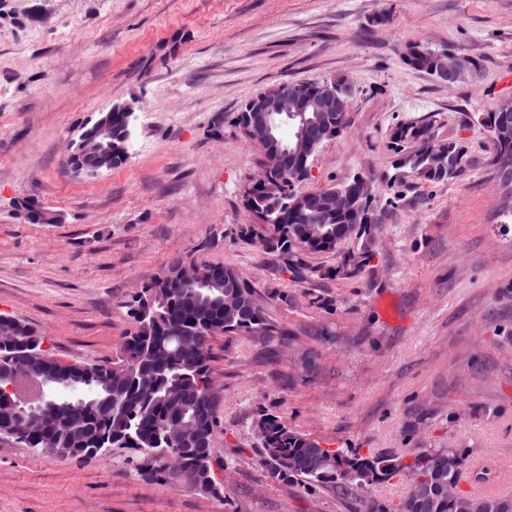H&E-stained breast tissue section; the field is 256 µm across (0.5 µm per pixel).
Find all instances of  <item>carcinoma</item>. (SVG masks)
Masks as SVG:
<instances>
[{"label": "carcinoma", "instance_id": "1", "mask_svg": "<svg viewBox=\"0 0 512 512\" xmlns=\"http://www.w3.org/2000/svg\"><path fill=\"white\" fill-rule=\"evenodd\" d=\"M408 64L427 74L438 63L437 50L411 44ZM499 108L479 116V123L490 134L494 145L491 163L512 168V120L499 123ZM308 122L299 126L291 121L278 124L276 139L293 146L299 138H313L329 123L347 126L339 115L306 113ZM109 136L103 138L93 124L82 129L87 141L112 147V167L128 160L121 147L128 145L126 116L114 112L109 117ZM398 160L393 167L403 178L419 184H443L459 176L448 175L433 166L439 152L463 161L466 146L462 139L436 140L430 127L418 122H400L390 128ZM300 158L293 154L277 156L278 169L270 186L249 198L245 205L255 222L252 236L267 241L283 272L303 275L304 255L309 251L338 252L350 242L356 249L347 252L337 270L350 276L370 262L371 225L359 223V209L369 208L355 198L348 180L314 192L315 208L297 210L291 206L294 189L280 176L293 169ZM349 196L350 206L329 210L321 200L331 191ZM32 224L54 223V213L35 200L22 204ZM204 280L185 285L174 278V268L147 285L140 297L127 305L135 329L125 336L115 360L67 363L43 349L44 336L28 322L0 315V329L9 330L15 343L0 348V379L10 376L17 364L29 368L27 382L46 383L37 392L33 407L17 402V395L0 394V437L21 431L20 443L27 448L74 456L75 444L86 456H105L114 448H131L137 473L145 465L158 464L167 452L176 450L183 469L193 478L187 488L204 495H216L221 481L216 471L224 470L212 448H203L190 438L170 441L162 430L171 416L180 415L198 422L213 434L217 424L216 395L209 380L210 344L219 335L245 333L263 342L287 332L271 322L255 302V288L246 277L230 266H202ZM236 294L240 306L221 307L214 298ZM252 429L261 442L260 463L272 482L301 479L309 485L333 484L347 491L364 488L396 476H417L419 485L400 503L396 512H512V495H475L463 490L448 498V486L459 484L465 458L447 448H426L412 459L368 453L363 456L347 448L322 449L320 440L299 433L277 416L260 413Z\"/></svg>", "mask_w": 512, "mask_h": 512}]
</instances>
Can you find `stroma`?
<instances>
[{"mask_svg": "<svg viewBox=\"0 0 512 512\" xmlns=\"http://www.w3.org/2000/svg\"><path fill=\"white\" fill-rule=\"evenodd\" d=\"M410 43L475 59L450 87L406 64ZM512 0H0V313L27 320L65 361L116 358L134 329L125 304L184 259L238 269L268 318L294 335L211 343L224 463L221 494L145 481L116 448L58 457L0 440V512H369L400 477L353 494L270 482L259 412L360 453L467 455L460 486L512 493V220L500 207L480 113L512 99ZM344 78L349 126L316 153L306 190L361 173L377 194L371 266L339 255L280 271L250 234L240 190L262 156L233 125L286 81ZM133 103L135 149L77 178L66 145L91 118ZM462 137V174L389 205L393 124ZM35 199L62 214L32 224Z\"/></svg>", "mask_w": 512, "mask_h": 512, "instance_id": "35a3bbf8", "label": "stroma"}]
</instances>
